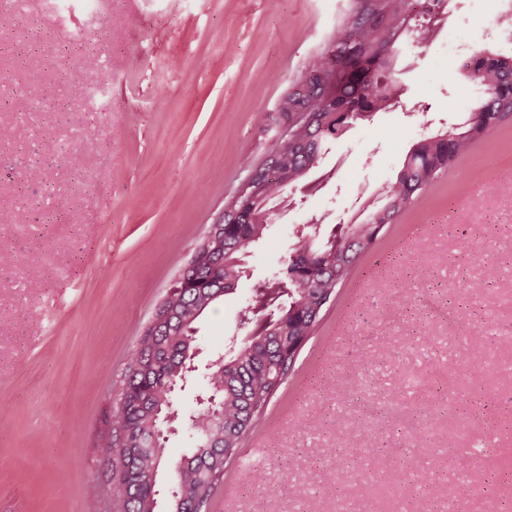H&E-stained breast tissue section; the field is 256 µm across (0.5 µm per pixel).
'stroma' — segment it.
Here are the masks:
<instances>
[{"instance_id":"stroma-1","label":"stroma","mask_w":512,"mask_h":512,"mask_svg":"<svg viewBox=\"0 0 512 512\" xmlns=\"http://www.w3.org/2000/svg\"><path fill=\"white\" fill-rule=\"evenodd\" d=\"M352 0H24L0 34V512H109L89 494L97 435L124 365L196 238L264 158L259 119L352 20ZM501 0H449L433 39L398 45L399 107L332 142L311 189L273 204L267 240L236 291L205 315L195 372L173 394L167 446H192L188 417L204 375L238 335L239 311L295 247L302 225L340 230L363 196L393 180L412 144L451 128L482 99L460 48L512 53L494 26ZM100 61L89 68L82 52ZM112 109L79 116L80 89ZM483 246L473 254V243ZM500 271L488 281L486 264ZM512 123L425 191L361 258L302 350L265 418L244 441L264 458L229 460L209 512H512ZM487 334L483 353L471 337ZM364 364L356 384L345 361ZM480 413L470 424L460 411ZM392 448L362 461L367 437ZM424 439L404 485L398 449ZM344 445L343 456L331 448ZM471 491L459 498L460 482Z\"/></svg>"}]
</instances>
